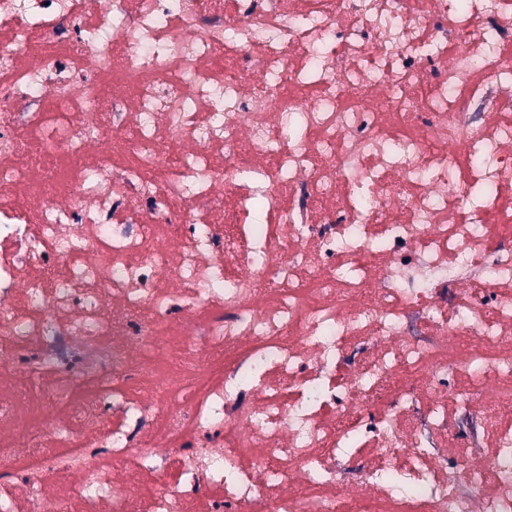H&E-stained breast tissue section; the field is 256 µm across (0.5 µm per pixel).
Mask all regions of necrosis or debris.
<instances>
[{"label": "necrosis or debris", "instance_id": "1", "mask_svg": "<svg viewBox=\"0 0 512 512\" xmlns=\"http://www.w3.org/2000/svg\"><path fill=\"white\" fill-rule=\"evenodd\" d=\"M509 202L512 0H0V512H512Z\"/></svg>", "mask_w": 512, "mask_h": 512}]
</instances>
